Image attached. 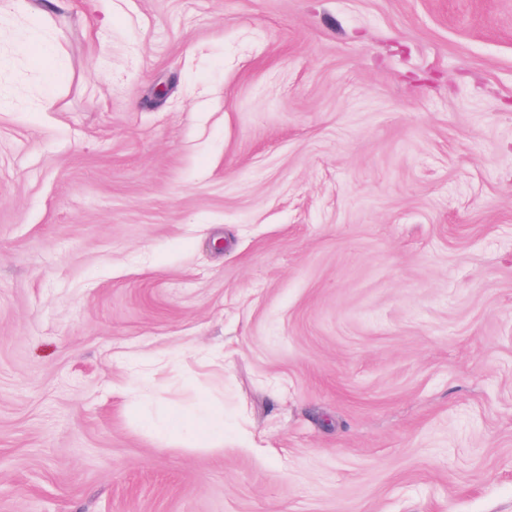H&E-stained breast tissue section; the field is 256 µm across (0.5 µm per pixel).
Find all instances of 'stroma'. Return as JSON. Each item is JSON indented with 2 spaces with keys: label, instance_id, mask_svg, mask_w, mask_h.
Here are the masks:
<instances>
[{
  "label": "stroma",
  "instance_id": "obj_1",
  "mask_svg": "<svg viewBox=\"0 0 512 512\" xmlns=\"http://www.w3.org/2000/svg\"><path fill=\"white\" fill-rule=\"evenodd\" d=\"M26 3L0 512H512V0ZM151 428L159 437L179 440L184 447L223 448L224 407L202 396L195 410L175 409L165 420L151 423Z\"/></svg>",
  "mask_w": 512,
  "mask_h": 512
}]
</instances>
